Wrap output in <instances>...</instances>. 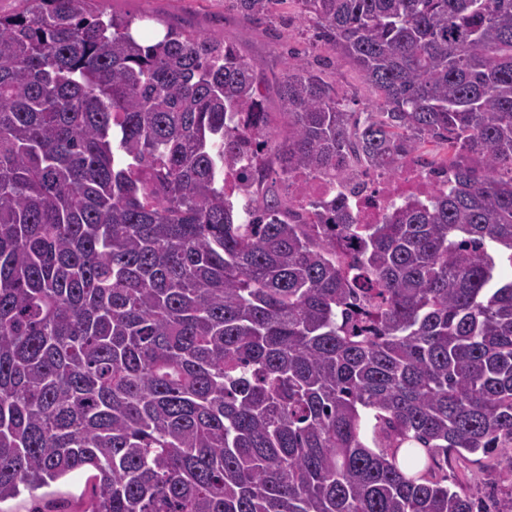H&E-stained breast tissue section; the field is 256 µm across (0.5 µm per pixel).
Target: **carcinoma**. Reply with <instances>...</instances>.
<instances>
[{
	"mask_svg": "<svg viewBox=\"0 0 512 512\" xmlns=\"http://www.w3.org/2000/svg\"><path fill=\"white\" fill-rule=\"evenodd\" d=\"M0 15V502L91 468L88 512H473L448 452L512 471V0L295 4L375 99L290 56L272 141L259 66L144 43L91 0ZM397 174L448 186L359 224L224 195ZM274 145H269V142Z\"/></svg>",
	"mask_w": 512,
	"mask_h": 512,
	"instance_id": "1",
	"label": "carcinoma"
}]
</instances>
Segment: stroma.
<instances>
[{
    "mask_svg": "<svg viewBox=\"0 0 512 512\" xmlns=\"http://www.w3.org/2000/svg\"><path fill=\"white\" fill-rule=\"evenodd\" d=\"M96 7L135 20L152 15L158 31L175 28L215 36L259 62L263 106L275 133L282 129L278 88L286 70L288 48L306 53L314 69L335 85L339 95L360 106L373 98L361 73L346 58L317 42L312 29L301 24L290 5L282 6L273 19L262 21L243 18L224 0H97ZM448 483L487 510L512 493V471L489 456L452 452L448 455ZM93 484L90 472L79 471L0 502V512H85Z\"/></svg>",
    "mask_w": 512,
    "mask_h": 512,
    "instance_id": "stroma-1",
    "label": "stroma"
}]
</instances>
